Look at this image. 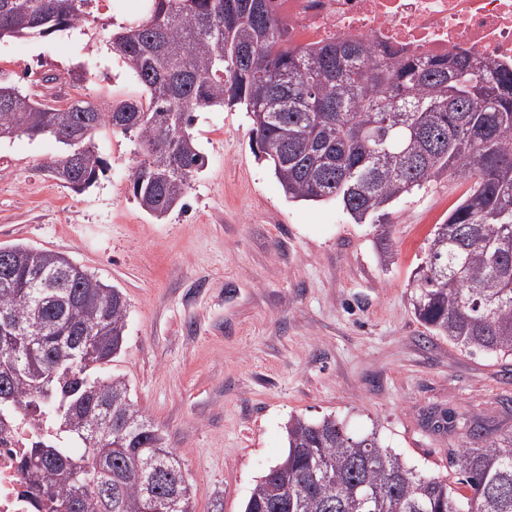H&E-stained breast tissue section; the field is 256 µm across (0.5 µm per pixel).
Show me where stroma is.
I'll list each match as a JSON object with an SVG mask.
<instances>
[{
  "label": "stroma",
  "mask_w": 512,
  "mask_h": 512,
  "mask_svg": "<svg viewBox=\"0 0 512 512\" xmlns=\"http://www.w3.org/2000/svg\"><path fill=\"white\" fill-rule=\"evenodd\" d=\"M143 0H95L93 24L0 41V79L30 89L36 74L89 69L80 88L100 106L140 97L110 35L137 20ZM191 131L207 165L164 221L130 192L136 157L104 133L108 168L76 192L47 176L53 139L0 144V245L65 254L129 307L122 353L100 378L124 377L164 433L194 492L195 512H243L256 481L286 451L289 418L336 417L432 473L458 447L442 421L479 416L512 431V361L461 352L416 319L409 282L436 224L465 193L445 179L393 208L391 259L377 225L336 203L288 200L251 150L238 108L196 113Z\"/></svg>",
  "instance_id": "obj_1"
}]
</instances>
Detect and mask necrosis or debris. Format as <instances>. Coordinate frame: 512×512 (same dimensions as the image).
<instances>
[{"mask_svg": "<svg viewBox=\"0 0 512 512\" xmlns=\"http://www.w3.org/2000/svg\"><path fill=\"white\" fill-rule=\"evenodd\" d=\"M298 45L367 40L421 56L489 54L512 63V0H276ZM33 426L0 433V512H25L28 478L21 465Z\"/></svg>", "mask_w": 512, "mask_h": 512, "instance_id": "4bbe7bcc", "label": "necrosis or debris"}]
</instances>
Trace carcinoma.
Instances as JSON below:
<instances>
[{
	"instance_id": "carcinoma-1",
	"label": "carcinoma",
	"mask_w": 512,
	"mask_h": 512,
	"mask_svg": "<svg viewBox=\"0 0 512 512\" xmlns=\"http://www.w3.org/2000/svg\"><path fill=\"white\" fill-rule=\"evenodd\" d=\"M89 0H0V39L47 37L89 22ZM112 52L143 88L104 112L86 99L58 104L55 89L89 71L41 78L0 107V140L46 136L61 151L44 166L74 191L107 167L98 136L134 145L131 192L163 221L184 207L206 158L194 113L241 106L253 150L288 198L334 201L357 224L386 228L390 208L443 177L469 184L435 225L411 284L417 319L460 350L512 359V65L487 56L400 55L369 41L298 46L273 0H146L144 16L112 33ZM0 276V427L46 418L23 457L28 498L50 512H194L192 485L165 435L121 376L95 373L123 350L124 293L71 258L6 247ZM449 453L467 512H512V431L462 423ZM288 451L257 480L244 512H459L448 477L427 474L373 431L349 434L331 416L292 417Z\"/></svg>"
}]
</instances>
